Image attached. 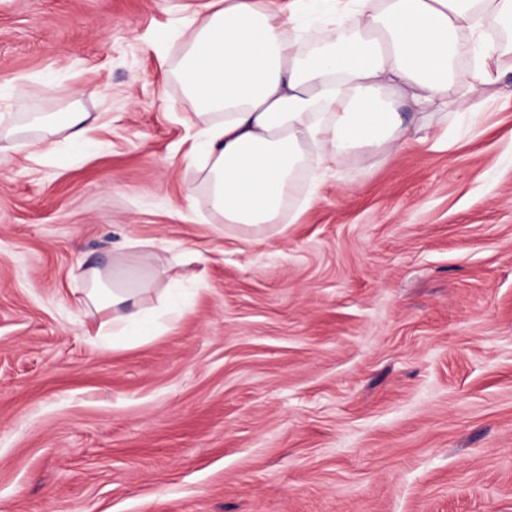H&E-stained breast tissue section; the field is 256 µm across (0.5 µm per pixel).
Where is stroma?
Here are the masks:
<instances>
[{
	"mask_svg": "<svg viewBox=\"0 0 512 512\" xmlns=\"http://www.w3.org/2000/svg\"><path fill=\"white\" fill-rule=\"evenodd\" d=\"M209 0H0V124L90 149L0 162V512H512V97L356 153L285 232L219 229L170 75ZM186 307L92 341L77 266ZM205 263L176 266L172 253ZM99 115L92 112H61L56 115H48L46 119H36L34 126H17L8 129L2 133L0 130V143L3 140L4 145L0 144V160L2 155H7L8 151L17 148L15 144L18 141H24L27 147H35L31 150L30 156L34 160H39L49 151L57 141V137L64 135L63 140L71 146H80L88 142V133L97 125ZM35 130L37 141L27 138L28 134Z\"/></svg>",
	"mask_w": 512,
	"mask_h": 512,
	"instance_id": "obj_1",
	"label": "stroma"
}]
</instances>
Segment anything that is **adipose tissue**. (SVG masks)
Instances as JSON below:
<instances>
[{
	"label": "adipose tissue",
	"mask_w": 512,
	"mask_h": 512,
	"mask_svg": "<svg viewBox=\"0 0 512 512\" xmlns=\"http://www.w3.org/2000/svg\"><path fill=\"white\" fill-rule=\"evenodd\" d=\"M302 24L323 25L321 46L299 47L278 0H211L192 18L177 76L200 122L212 214L243 231L282 223L307 157L331 170L353 151L392 154L422 120L462 108L499 86L496 61L476 55L455 70L461 39L512 22V0H291ZM403 102L417 117L406 123ZM98 114L61 112L0 132V156L36 134L32 159L57 139L80 146ZM79 313L108 310L112 333L149 334L129 277L109 267L80 271Z\"/></svg>",
	"instance_id": "ef3b65f1"
}]
</instances>
